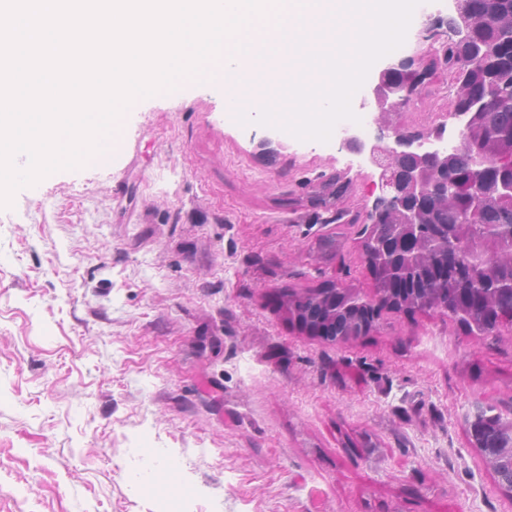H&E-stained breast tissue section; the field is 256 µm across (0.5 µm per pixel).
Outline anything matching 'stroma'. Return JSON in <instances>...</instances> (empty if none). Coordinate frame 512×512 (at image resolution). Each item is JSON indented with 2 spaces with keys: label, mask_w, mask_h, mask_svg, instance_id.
<instances>
[{
  "label": "stroma",
  "mask_w": 512,
  "mask_h": 512,
  "mask_svg": "<svg viewBox=\"0 0 512 512\" xmlns=\"http://www.w3.org/2000/svg\"><path fill=\"white\" fill-rule=\"evenodd\" d=\"M447 15L410 29L416 67ZM374 82L352 98L372 131L452 117L448 72L382 118ZM227 113L220 82L140 99L111 164L0 209V512H512L465 424L512 422V328L300 333L280 292L371 290L377 175L342 139Z\"/></svg>",
  "instance_id": "1"
}]
</instances>
